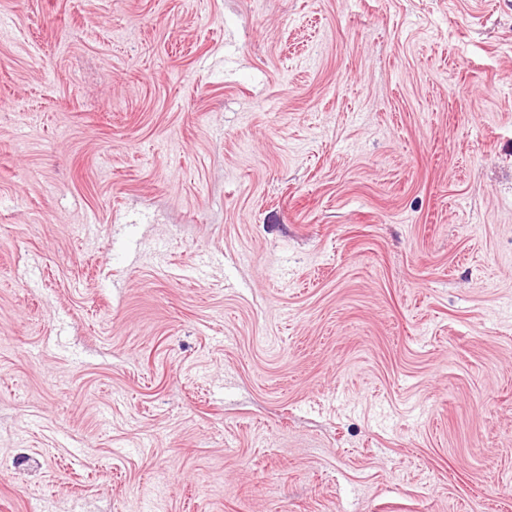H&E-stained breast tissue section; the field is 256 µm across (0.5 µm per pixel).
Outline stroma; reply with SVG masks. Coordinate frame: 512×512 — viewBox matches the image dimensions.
Returning a JSON list of instances; mask_svg holds the SVG:
<instances>
[{
    "mask_svg": "<svg viewBox=\"0 0 512 512\" xmlns=\"http://www.w3.org/2000/svg\"><path fill=\"white\" fill-rule=\"evenodd\" d=\"M0 512H512V0H0Z\"/></svg>",
    "mask_w": 512,
    "mask_h": 512,
    "instance_id": "1",
    "label": "stroma"
}]
</instances>
